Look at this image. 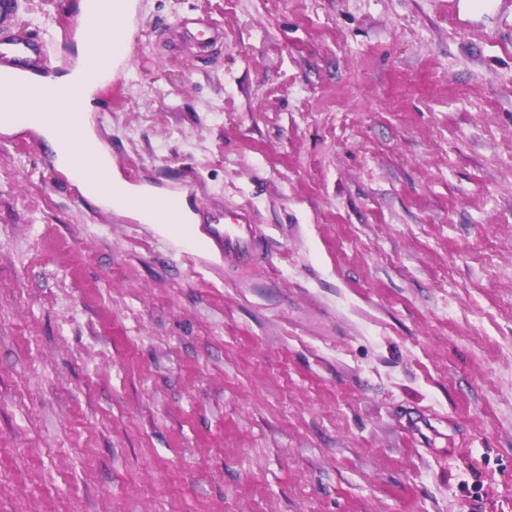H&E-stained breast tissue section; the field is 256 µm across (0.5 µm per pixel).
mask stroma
<instances>
[{"label":"stroma","mask_w":512,"mask_h":512,"mask_svg":"<svg viewBox=\"0 0 512 512\" xmlns=\"http://www.w3.org/2000/svg\"><path fill=\"white\" fill-rule=\"evenodd\" d=\"M90 118L263 250L0 131V512H512V0H136ZM108 165L92 160L87 168L83 167V174L96 182L101 188L109 189L112 195V208L117 200L123 202L126 208L134 213L143 224H169L167 214L162 209L151 211L145 207L151 197H164L168 195L147 185H129L125 183L118 173L112 171V185L109 183ZM113 190V192H112ZM156 201L162 200L155 198ZM223 214L211 216L205 236L199 244L206 249L216 248L224 254V263L242 267L253 264L259 254L262 231L251 224L247 215H240L233 224L224 223Z\"/></svg>","instance_id":"stroma-1"}]
</instances>
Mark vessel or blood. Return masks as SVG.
Listing matches in <instances>:
<instances>
[{
  "instance_id": "obj_1",
  "label": "vessel or blood",
  "mask_w": 512,
  "mask_h": 512,
  "mask_svg": "<svg viewBox=\"0 0 512 512\" xmlns=\"http://www.w3.org/2000/svg\"><path fill=\"white\" fill-rule=\"evenodd\" d=\"M17 8L18 0H0V74L30 84L44 76L46 54L43 43L15 32L13 21ZM261 240V229L248 216H239L228 224L223 215L215 214L200 244L223 252L225 264L242 267L257 259Z\"/></svg>"
}]
</instances>
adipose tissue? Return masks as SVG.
<instances>
[{
    "instance_id": "obj_1",
    "label": "adipose tissue",
    "mask_w": 512,
    "mask_h": 512,
    "mask_svg": "<svg viewBox=\"0 0 512 512\" xmlns=\"http://www.w3.org/2000/svg\"><path fill=\"white\" fill-rule=\"evenodd\" d=\"M133 6H122L119 0L112 4V15L106 23L112 28V47L104 44L80 42L77 48L79 57L96 52L98 64L92 73H85L82 67L59 74L45 85L41 97H33L23 85H14L0 93V109L14 111L11 129L30 128L37 131L50 148L59 143H67L71 165L78 166L86 158L109 161L110 156L97 140L90 123V103L88 96L99 82L114 77L127 54L124 45L127 41L129 20ZM83 195L101 207H109L111 201H120L145 224H164L168 217L164 210H149L146 207L156 191L146 185H130L120 176H113L111 192L98 187L81 185Z\"/></svg>"
}]
</instances>
